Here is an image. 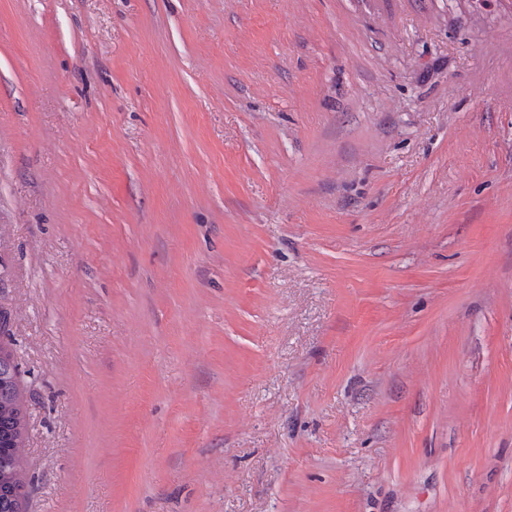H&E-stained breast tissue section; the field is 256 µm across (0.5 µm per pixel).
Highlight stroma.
<instances>
[{
  "mask_svg": "<svg viewBox=\"0 0 512 512\" xmlns=\"http://www.w3.org/2000/svg\"><path fill=\"white\" fill-rule=\"evenodd\" d=\"M27 512H512V0H0Z\"/></svg>",
  "mask_w": 512,
  "mask_h": 512,
  "instance_id": "obj_1",
  "label": "stroma"
}]
</instances>
